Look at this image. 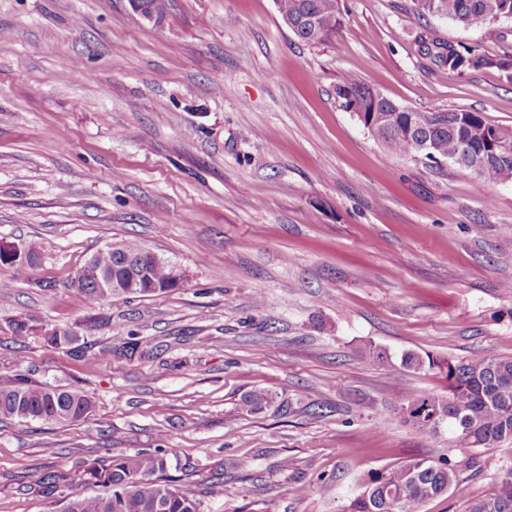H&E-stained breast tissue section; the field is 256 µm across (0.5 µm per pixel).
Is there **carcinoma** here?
<instances>
[{
    "label": "carcinoma",
    "mask_w": 512,
    "mask_h": 512,
    "mask_svg": "<svg viewBox=\"0 0 512 512\" xmlns=\"http://www.w3.org/2000/svg\"><path fill=\"white\" fill-rule=\"evenodd\" d=\"M417 13L467 26L477 21L497 20L512 0H414ZM281 19L300 39L322 44L336 37L343 27L339 0H276ZM421 53L438 68L459 55L456 48L427 33L418 36ZM343 107L372 123L368 130L390 153L412 157L424 142L431 144L434 162H447L464 174L481 175L497 182H512V127L493 126L480 112H425L404 107L357 78H348L336 89ZM145 249L134 240L116 242L90 257L105 275L107 287L96 281L75 279L78 292L90 304L106 299L142 295L138 282L153 284L154 295H162L181 275L169 260L144 256ZM401 364L408 370L425 366L445 371L448 395L439 396L402 386L394 393L410 422L426 441L440 427L448 428L455 442L472 448H494L512 444V358L474 354L466 359L435 360L407 352ZM271 402L268 393L253 390L241 398V409L251 413ZM438 408L448 416L438 426L430 420ZM93 402L77 389L50 385L25 386L20 381L0 384V416L67 424L87 418ZM167 459L162 449L137 450L123 454L93 472L107 489L102 495L72 492L65 496L62 512H200L198 500L164 477ZM498 470L495 458L469 456L437 462L413 458L401 464L372 471L352 499L349 512H421L427 501L445 495L463 469ZM464 512H512V470L498 476L492 490L468 502Z\"/></svg>",
    "instance_id": "carcinoma-1"
}]
</instances>
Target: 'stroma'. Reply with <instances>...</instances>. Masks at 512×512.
<instances>
[{"label": "stroma", "mask_w": 512, "mask_h": 512, "mask_svg": "<svg viewBox=\"0 0 512 512\" xmlns=\"http://www.w3.org/2000/svg\"><path fill=\"white\" fill-rule=\"evenodd\" d=\"M340 7L336 38L309 44L274 0H170L159 24L128 0H0V240L41 246L34 264H0V382L95 405L68 424L0 418V512H61L138 449H163L202 512H347L370 471L464 455L392 400L448 392L403 353L512 357V183L388 153L336 87L355 76L409 108L512 127L511 77L448 73L416 43L427 28L512 53V19ZM127 239L175 262L182 286L88 304L77 271ZM53 329L77 339L48 343ZM131 335L144 356L125 354ZM258 389L273 405L243 412ZM494 482L463 472L423 512H463Z\"/></svg>", "instance_id": "obj_1"}]
</instances>
